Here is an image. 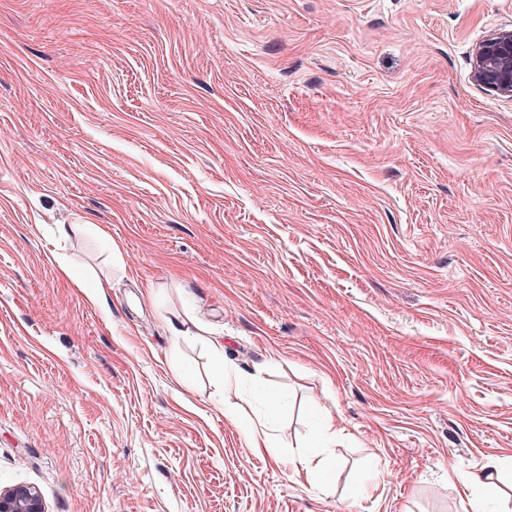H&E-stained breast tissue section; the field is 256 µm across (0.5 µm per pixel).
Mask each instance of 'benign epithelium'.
<instances>
[{
  "label": "benign epithelium",
  "instance_id": "1",
  "mask_svg": "<svg viewBox=\"0 0 512 512\" xmlns=\"http://www.w3.org/2000/svg\"><path fill=\"white\" fill-rule=\"evenodd\" d=\"M472 79L512 99V28L492 33L475 48ZM0 512H46V508L35 487L16 485L0 489Z\"/></svg>",
  "mask_w": 512,
  "mask_h": 512
}]
</instances>
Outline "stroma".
Wrapping results in <instances>:
<instances>
[{
    "label": "stroma",
    "instance_id": "1",
    "mask_svg": "<svg viewBox=\"0 0 512 512\" xmlns=\"http://www.w3.org/2000/svg\"><path fill=\"white\" fill-rule=\"evenodd\" d=\"M510 27L512 0H0V487L465 512L512 460V100L471 79ZM213 340L281 398L276 457L225 417ZM321 408L327 484L293 468ZM57 261L61 274L72 280L77 288L82 289L86 301L91 305H99L104 295L105 288H111V282L109 280L88 282L78 276L74 272L73 267L66 260L57 259ZM336 421L328 412H316L311 422L310 432L316 444H325L336 438L342 429H336ZM500 469L498 459H490L480 471L472 474L464 485L465 501L469 509L474 512H483L485 502L496 494L495 475Z\"/></svg>",
    "mask_w": 512,
    "mask_h": 512
}]
</instances>
